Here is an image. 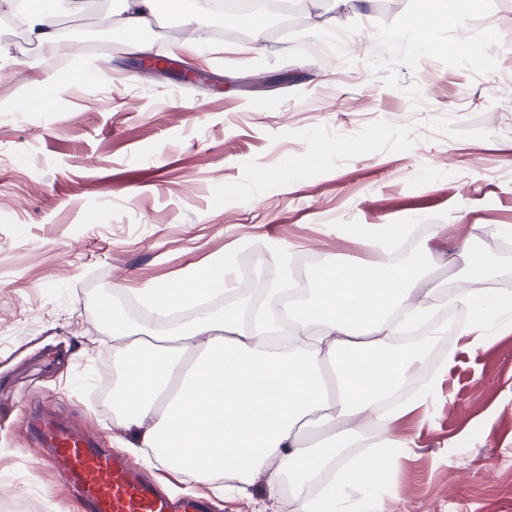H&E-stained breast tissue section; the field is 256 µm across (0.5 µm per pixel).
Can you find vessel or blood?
<instances>
[{"mask_svg": "<svg viewBox=\"0 0 512 512\" xmlns=\"http://www.w3.org/2000/svg\"><path fill=\"white\" fill-rule=\"evenodd\" d=\"M35 440L73 488L83 512H210L202 497L161 493L131 460L99 447L77 423L35 418Z\"/></svg>", "mask_w": 512, "mask_h": 512, "instance_id": "1", "label": "vessel or blood"}]
</instances>
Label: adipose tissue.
Wrapping results in <instances>:
<instances>
[{
  "instance_id": "obj_1",
  "label": "adipose tissue",
  "mask_w": 512,
  "mask_h": 512,
  "mask_svg": "<svg viewBox=\"0 0 512 512\" xmlns=\"http://www.w3.org/2000/svg\"><path fill=\"white\" fill-rule=\"evenodd\" d=\"M204 3L109 0L101 21L129 53L145 55L151 45L141 34L154 17L190 13L202 33ZM58 16L44 0H26L20 22L31 42L47 46ZM458 255L465 286L453 299L474 312L461 333L481 336L512 303V289L491 302L478 298L472 285L488 269L470 242ZM427 263L424 254L404 262L385 250L368 264L327 261L315 268L312 287L267 289L246 315L218 304L233 290L230 257L218 255L179 285L140 288L153 314L150 331L103 299L100 312L112 327V413L132 437L130 451L219 494L228 480L247 492L266 472L269 493L293 485L294 512H340L349 491L371 495L386 482L385 451L399 439L382 436L378 456L344 465L339 456L364 444L350 422L378 413L418 372L419 347L395 341L442 307Z\"/></svg>"
}]
</instances>
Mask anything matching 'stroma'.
Listing matches in <instances>:
<instances>
[{"label":"stroma","mask_w":512,"mask_h":512,"mask_svg":"<svg viewBox=\"0 0 512 512\" xmlns=\"http://www.w3.org/2000/svg\"><path fill=\"white\" fill-rule=\"evenodd\" d=\"M306 0L300 18L268 26L264 54L235 52L231 37L187 48L191 27L167 25L154 52L175 70L152 76L122 45L69 48L57 70L99 67L105 79L27 105L44 48L24 32L0 36V483L38 491L47 512H78L28 429L31 413L94 429L101 447L129 434L98 396L112 341L94 313L111 295L124 312L151 282L174 284L217 253L236 275L273 243L292 248L294 276L318 261L368 262L357 235L407 224L402 259L429 251L427 272L454 288L448 264L470 240L490 275L478 292L512 284V9L484 0ZM454 17L422 32L406 23L428 4ZM405 29L399 42L383 32ZM353 44L324 54V36ZM476 40L485 63L466 65ZM447 52H437V45ZM201 80H181V68ZM427 342L423 362L439 389L389 427L404 441L387 484L352 495V512H512V311L478 343L453 334L443 366ZM168 493L210 497L215 512H288L264 475L248 494L213 495L168 468H149Z\"/></svg>","instance_id":"35a3bbf8"}]
</instances>
